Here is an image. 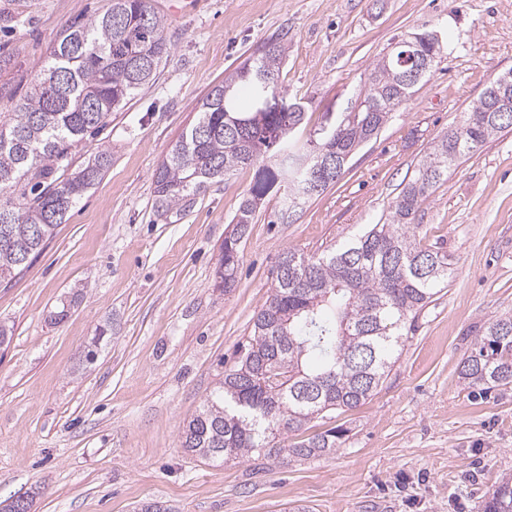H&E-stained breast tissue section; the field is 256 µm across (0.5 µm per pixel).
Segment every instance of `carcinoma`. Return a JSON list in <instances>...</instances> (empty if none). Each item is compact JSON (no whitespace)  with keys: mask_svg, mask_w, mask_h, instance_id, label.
Segmentation results:
<instances>
[{"mask_svg":"<svg viewBox=\"0 0 512 512\" xmlns=\"http://www.w3.org/2000/svg\"><path fill=\"white\" fill-rule=\"evenodd\" d=\"M162 17L148 0H112L110 8L86 23H74L54 40L24 101L0 113V283L26 267L32 253L50 240L72 206L97 184L111 164L97 152L66 178L72 148L105 125L111 112L153 79L170 47ZM412 55L397 47L381 57L358 111L328 118L302 143L295 131L305 109L287 102L264 77L280 72L283 43L272 40L203 99L198 119L182 134L154 174L158 216L180 211L215 178L251 167V187L231 220L217 270L222 288L236 285L239 246L256 211L271 193H282L285 220L306 202L308 171L333 158L334 185L353 155L376 138L393 112L409 100L430 74L439 42L426 31L405 37ZM427 62L420 80L403 76ZM488 86L451 134L443 133L397 196L385 224H372L340 247L307 255L284 251L276 282L258 310L249 341L234 365L184 425L181 447L204 461L280 457L319 458L336 452L347 430L341 425L308 432L314 417L333 419L376 393L406 342L404 329L448 286V258L422 244L414 223L422 203L448 170L469 158L490 138L512 130L509 111L488 115L494 99ZM26 199L16 207L3 195ZM80 293L61 301L50 321L68 317ZM460 379L469 388L512 385V316L488 323ZM294 436L287 448L275 439ZM33 496L0 501V512H30ZM484 512H512V476H503Z\"/></svg>","mask_w":512,"mask_h":512,"instance_id":"cac0c4a2","label":"carcinoma"}]
</instances>
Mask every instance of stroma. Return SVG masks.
<instances>
[{
  "label": "stroma",
  "mask_w": 512,
  "mask_h": 512,
  "mask_svg": "<svg viewBox=\"0 0 512 512\" xmlns=\"http://www.w3.org/2000/svg\"><path fill=\"white\" fill-rule=\"evenodd\" d=\"M111 0H0V112L13 111L74 18ZM170 55L156 78L69 157L112 153L104 178L11 282L0 284V500L39 489L35 512H480L512 475V387L474 395L459 378L484 324L512 315V131L452 167L421 206L419 235L447 255L449 285L418 316L336 453L283 465L211 463L182 426L252 334L287 249L312 254L390 208L438 135L512 71V0H150ZM433 30L442 49L422 87L360 149L336 184L282 224L270 195L240 247L232 292L215 285L230 220L253 171L211 182L186 212L154 209V173L209 90L278 37L279 85L305 107L301 136L347 112L401 36ZM68 318L47 316L74 289ZM112 338L84 351L104 321Z\"/></svg>",
  "instance_id": "1"
}]
</instances>
